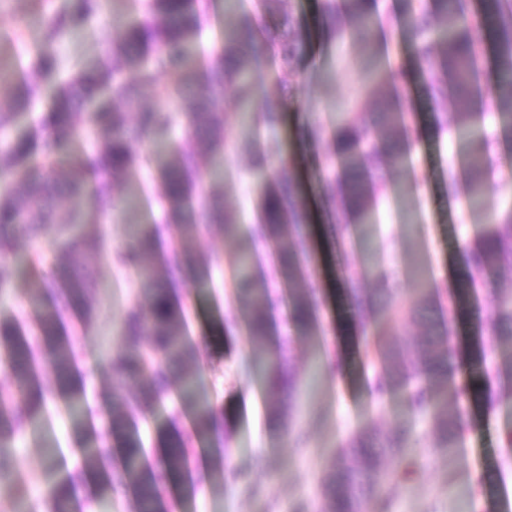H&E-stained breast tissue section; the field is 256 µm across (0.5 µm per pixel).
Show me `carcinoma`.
Listing matches in <instances>:
<instances>
[{"label":"carcinoma","mask_w":512,"mask_h":512,"mask_svg":"<svg viewBox=\"0 0 512 512\" xmlns=\"http://www.w3.org/2000/svg\"><path fill=\"white\" fill-rule=\"evenodd\" d=\"M135 17L114 36L94 64L78 68L59 80L60 60L56 44L65 33L100 14L107 0H64L45 21V38L32 69L38 80L58 81L52 101L38 125L13 139H0V297L11 292V256L19 237L37 239L55 228L56 260L49 279L30 296L35 328L23 329L11 313L0 311V372L7 374L14 391L0 394V478L15 469L12 456L3 449L42 417L47 393L41 386L34 360L54 373V391L66 414L84 418L79 377L78 336L96 315L94 294L97 277L85 263L93 252L105 251L102 231L73 232V228L109 221L117 209L124 177L141 166L149 167L157 183L167 231L184 240L213 224L225 233L239 229L238 214L224 207V184L213 168L224 157L237 153L226 121L224 102L231 97L247 120L245 150L250 168L268 171L271 177L258 197L259 222L252 225L250 246L237 257L232 277L237 308L232 317L218 322L216 334H224V322L244 320L256 364L265 375L267 398L273 403L271 419L279 425L291 410L299 376L290 365L286 343L269 336L268 310L272 285L289 287L305 279L309 255V219L297 184L285 172L288 158L280 138L270 135L279 110L259 91L254 71L262 57L281 68H292L310 33L288 22L266 24L263 15L243 16L224 34V41L198 63L189 56L208 15L209 0H123ZM323 22L339 38L362 46L375 41L377 29L392 23L376 15L366 0H322ZM415 58L429 73L427 93L437 131L453 125L469 149L464 184L468 206H485V147L475 110L480 95L477 77L486 50H491L499 80L489 88L490 97L507 108L501 113L512 127V0H481L473 13L469 0H430L426 9L406 18ZM485 30L490 44L479 40L474 29ZM175 75L161 84L162 73ZM35 85L21 82L13 96L0 98V131L11 126L32 104ZM153 96L171 99L175 106L148 107ZM400 92L385 82L369 92L367 103L376 108L372 127L356 119H343L334 129L330 162L338 163L324 184L325 195L337 203L347 224H366L377 199L387 191L384 171L404 163L409 130L400 109ZM455 111L447 112L448 103ZM178 130L196 142L186 149L179 140H162ZM88 134L96 139L92 149L77 153V144ZM153 143L156 148L140 154L135 145ZM274 256L271 276L256 277L253 257ZM112 264L129 271L141 285L128 306L122 326V351L104 359V366L136 386L131 395L112 401L111 432L118 433L127 419L147 407L176 397L173 418L191 415L196 433L224 430V412L215 407L197 386V348L185 333V316L175 302L171 285L184 276L198 283L211 275L210 265H183L180 254H162L161 233L145 228L133 240L113 249ZM468 268L484 279L512 268V210L493 220L481 242L469 250ZM347 293L350 307L373 317L367 348L379 364L377 384H396L407 391L412 414H428V437L446 450L457 442L462 412L440 401L433 387L448 378L452 366L449 331L430 324L424 297L397 301L382 285L368 292L362 279L353 278ZM288 323L307 334L316 321V289L288 294ZM402 313L421 327L419 338L396 332L389 323ZM494 335L509 344L507 368L512 377V292H502L489 318ZM411 431L406 420L381 437L358 433L339 448L322 478L319 512H364L376 504L378 512H391L393 494L384 479L388 460L412 459L408 446ZM195 448L190 439L170 440L160 459L150 462L140 441L130 436L122 443L120 465L107 479L131 487L136 512H169L164 491L190 473ZM45 512H81L74 476L58 481L49 491Z\"/></svg>","instance_id":"1"}]
</instances>
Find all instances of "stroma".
I'll list each match as a JSON object with an SVG mask.
<instances>
[{
	"mask_svg": "<svg viewBox=\"0 0 512 512\" xmlns=\"http://www.w3.org/2000/svg\"><path fill=\"white\" fill-rule=\"evenodd\" d=\"M60 4L61 0H0V62L7 66L6 75L0 76L1 98L19 82L35 79L29 60L42 41L35 8L49 14ZM374 4L376 11L395 22L383 27L378 48L370 51L318 32V0H277L267 20L275 22L281 13H289L310 30L311 39L293 70H282L268 58L258 63L262 90L280 104L277 132L288 141V174L312 209L313 257L307 278L317 283L323 298L310 335H297L280 306L269 317L272 333L288 341L300 376H307L316 363L336 358L343 372L320 375L301 388L287 435L269 419L270 403L262 375L251 366L245 324H223V336H215L220 314H231L235 308L230 271L236 255L247 246L246 229L255 221L254 202L264 185L240 157H233L224 175V203L237 212L241 228L227 234L211 227L193 238L187 251L197 260L211 262V280L188 282L178 290L194 299L185 314L189 334L201 346L198 382L211 402L223 407L230 440L194 435L189 419L172 421L167 404L152 407L129 426L153 458L169 432L193 436L197 453L191 480L166 489L178 512H317L320 479L336 450L357 432L384 433L391 428L404 406L405 392L397 387L377 391V369L365 351L362 320L349 313L343 292L346 278L361 275L369 265L380 268L404 296L424 285L446 289L455 306H438L434 316L453 321L457 354L477 365L472 372L453 367L440 389L441 398L449 406H460L466 420L455 448L449 453L430 446L420 449L410 479L394 486L393 512H472L477 500L482 512H512V380L502 363L505 345L485 329L497 290L512 289V270H502L495 286L475 289L455 267L462 245L476 246L493 212L512 206V130L486 114L489 208L467 210L461 204L464 194L454 183L462 168L448 164L458 153L453 129L426 138L418 134L430 112L425 76L396 23L407 13L406 0ZM253 5L254 0H211L201 47L219 44L225 23L237 22ZM128 19L124 0H108L104 12L80 33L59 39L63 69L97 60ZM404 71L409 79L401 85L402 109L412 118L409 160L405 167L387 172L388 193L372 224L342 228L335 206L321 193L322 179L334 170L327 144L336 115L347 111L369 118L366 85L382 73L397 76ZM156 208L154 200L145 199L139 209L118 214L102 227L106 241L124 245L134 225L156 222ZM15 251L13 292L0 300V306L27 323L32 319L27 294L53 268L54 234L46 232L37 242L19 239ZM31 256L40 257L37 267L26 265ZM89 263L99 283V311L80 339L79 369L93 383L87 401L92 440L98 443L109 438L101 415L114 397L131 390L104 369L101 350L107 345L120 352L125 311L139 286L105 257H90ZM78 445L68 417L27 428L13 446L25 497L17 499L12 486L0 481V512H36L55 482L70 471H82V461L68 462L65 455L66 449Z\"/></svg>",
	"mask_w": 512,
	"mask_h": 512,
	"instance_id": "1",
	"label": "stroma"
}]
</instances>
